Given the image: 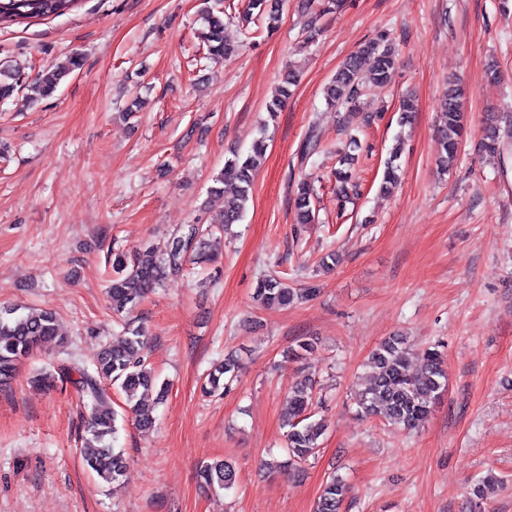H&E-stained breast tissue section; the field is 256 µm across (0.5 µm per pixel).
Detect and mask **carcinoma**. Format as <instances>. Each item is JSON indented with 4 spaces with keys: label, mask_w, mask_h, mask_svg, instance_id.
I'll use <instances>...</instances> for the list:
<instances>
[{
    "label": "carcinoma",
    "mask_w": 512,
    "mask_h": 512,
    "mask_svg": "<svg viewBox=\"0 0 512 512\" xmlns=\"http://www.w3.org/2000/svg\"><path fill=\"white\" fill-rule=\"evenodd\" d=\"M79 0H0V24L18 19L61 16L72 10ZM286 0H247L242 14L237 17L239 31L245 35L250 25L259 22L266 29H276ZM302 6L316 17L336 11L339 0H303ZM203 41L206 59L220 64L231 58L242 43L231 40L226 34L224 9L207 7L203 12ZM397 64L393 43L385 34L363 43L350 55L324 87L323 96L328 106L344 109L346 113L363 107L368 96L385 88L392 80ZM66 73L57 69H44L36 78L40 95L51 97ZM299 81L298 73L287 66L280 75L275 94L266 103V112L275 117L291 95L292 87ZM22 82L20 67L10 64L0 66V99L11 98ZM464 90L455 83L448 84L441 103L439 136L441 153L437 166L443 170L455 158L465 131L463 108ZM481 149L501 157L512 146V130L500 126L498 117L486 118ZM359 148L353 139L348 150L340 153L336 182L340 193L348 195L356 189L351 183L353 151ZM266 149V138H256L247 153L231 152L224 168L213 177L208 188L204 207L217 212L216 224H237L244 216L253 187L255 171ZM321 135L313 128L303 143L301 156L307 159L320 153ZM399 148H393L385 162L380 188L389 189L398 180ZM238 184L232 199L224 196V183ZM315 188L306 181L296 186L294 208L299 224L315 222ZM209 232L198 224H186L174 230L160 244H147L129 255L112 251V279L108 298L112 310L129 314L161 287L170 277L180 274L189 262L206 264L211 260ZM256 299L266 307H286L303 298L302 293L288 286L279 275L269 273L257 281ZM58 328L55 314L50 310H31L16 306L0 307V385L8 384L20 365L29 359L45 343L56 340ZM146 335L142 326L128 322L120 336L107 341L100 352L94 371L77 367L78 391L90 410L85 436L79 454L85 466L105 482H112L124 475L126 457L115 447L118 427L117 412L112 407V397L106 390L116 385L126 395L129 409L135 416L137 427L149 431L153 417L148 413L146 402L160 403L165 400L169 385L158 382L148 367L144 349ZM372 374L368 386L361 393V414L375 417L395 427L414 430L422 426L431 414L433 405L444 393L448 376L445 359L440 350L427 347L418 352V362H413L407 339L390 336L373 350ZM241 370V359L233 354L215 364L206 376L204 390L209 395H221L229 390ZM314 400V384L304 380L288 391L287 407L283 415L286 428L288 458L276 468L289 474L300 472V465L316 454L326 425L313 419L311 407ZM200 482L208 487L229 490L234 487L237 474L231 463L215 459L204 463L198 473ZM350 492L344 479L332 474L326 480L316 501L314 512H342V506Z\"/></svg>",
    "instance_id": "1"
}]
</instances>
